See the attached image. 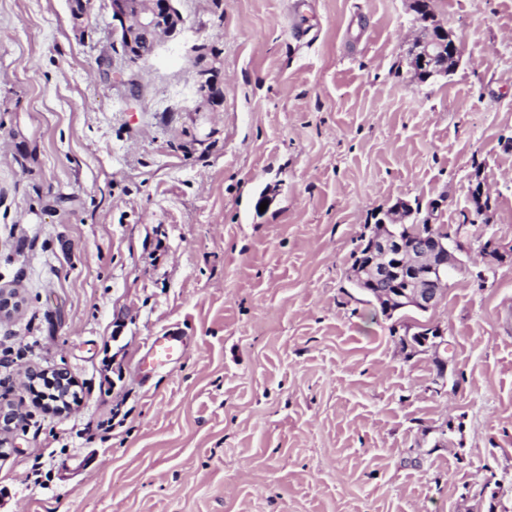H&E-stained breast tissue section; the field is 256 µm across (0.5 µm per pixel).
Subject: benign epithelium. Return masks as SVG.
Masks as SVG:
<instances>
[{
  "label": "benign epithelium",
  "mask_w": 512,
  "mask_h": 512,
  "mask_svg": "<svg viewBox=\"0 0 512 512\" xmlns=\"http://www.w3.org/2000/svg\"><path fill=\"white\" fill-rule=\"evenodd\" d=\"M94 0H68V8L74 27H81L89 18ZM177 0H109L112 20L118 26L112 33L118 35L123 56L130 65H138L150 58L142 52L141 45L151 43L156 51L164 40L176 39L183 28ZM415 22L423 29V35L416 43V51L410 62L414 71L431 78L445 73V66L456 63L461 56V46L453 34L436 23L425 0H414ZM210 67L200 69L198 94L209 105L210 111H218L222 98V87ZM473 213L489 222L492 198L480 176L470 189ZM380 223L386 231L377 232L373 225L367 226L363 244L375 255L366 266L355 265L351 283L355 290L394 316L398 311L415 309L426 313L436 307L448 272L464 269L452 241L422 231L418 224V213L407 202H396L382 211ZM479 254L486 268L512 258V242L494 236L478 237Z\"/></svg>",
  "instance_id": "obj_1"
}]
</instances>
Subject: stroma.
Returning a JSON list of instances; mask_svg holds the SVG:
<instances>
[{
	"label": "stroma",
	"mask_w": 512,
	"mask_h": 512,
	"mask_svg": "<svg viewBox=\"0 0 512 512\" xmlns=\"http://www.w3.org/2000/svg\"><path fill=\"white\" fill-rule=\"evenodd\" d=\"M288 2L178 0L131 68L108 0H0V512H512V261L464 222L478 171L512 241V0H430L461 57L424 82L413 0H310L307 44ZM400 199L440 201L465 270L388 318L349 275ZM424 323L438 352L402 347ZM58 369L61 414L28 379ZM214 73L215 70L210 67L201 68L199 73L197 92L209 105V112L218 111L222 98V87L216 81ZM484 234L478 237L479 254L487 269L493 268L496 264L512 258V242H505L495 236L483 239ZM187 340L176 332L157 337L150 345L141 361L140 371L149 375L159 367L169 365L181 359L187 352Z\"/></svg>",
	"instance_id": "1"
}]
</instances>
